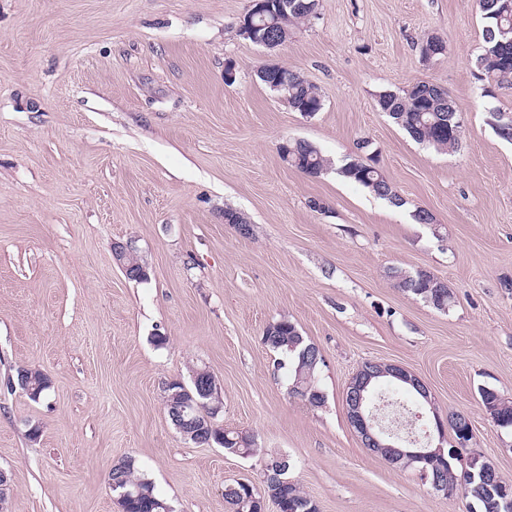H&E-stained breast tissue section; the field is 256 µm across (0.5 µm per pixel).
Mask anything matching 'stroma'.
<instances>
[{
	"mask_svg": "<svg viewBox=\"0 0 512 512\" xmlns=\"http://www.w3.org/2000/svg\"><path fill=\"white\" fill-rule=\"evenodd\" d=\"M249 5L0 0V512H121L108 474L126 457L173 512H227L225 484L259 483L263 462L170 423L164 385L194 368L221 385L219 424L288 456L320 512L472 504L362 446L342 394L366 360L424 379L436 402L424 421L467 414L471 452L512 481V431L479 397L512 398V141L493 117L512 113V88L476 78L475 0H319L273 52L239 37ZM429 34L446 50L427 59ZM271 61L314 84L322 110L293 111L262 84ZM420 81L453 99L456 150L418 144L378 111L380 92ZM288 139L334 168L366 144L403 206L334 168L288 165ZM228 209L251 235L225 223ZM116 242L148 280L125 276ZM394 267L447 283L448 310L397 288ZM284 318L321 351V406L291 394L263 342ZM21 366L48 376L39 400L14 387Z\"/></svg>",
	"mask_w": 512,
	"mask_h": 512,
	"instance_id": "stroma-1",
	"label": "stroma"
}]
</instances>
